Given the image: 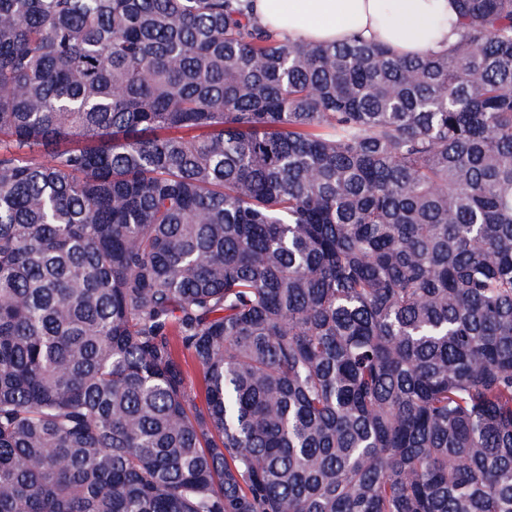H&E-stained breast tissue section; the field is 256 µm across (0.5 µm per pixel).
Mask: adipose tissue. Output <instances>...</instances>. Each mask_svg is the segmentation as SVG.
<instances>
[{
  "mask_svg": "<svg viewBox=\"0 0 512 512\" xmlns=\"http://www.w3.org/2000/svg\"><path fill=\"white\" fill-rule=\"evenodd\" d=\"M258 22L310 42L358 36L403 56L441 52L457 38L452 0H253Z\"/></svg>",
  "mask_w": 512,
  "mask_h": 512,
  "instance_id": "1",
  "label": "adipose tissue"
}]
</instances>
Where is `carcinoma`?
<instances>
[{
    "label": "carcinoma",
    "instance_id": "obj_1",
    "mask_svg": "<svg viewBox=\"0 0 512 512\" xmlns=\"http://www.w3.org/2000/svg\"><path fill=\"white\" fill-rule=\"evenodd\" d=\"M248 3L0 0V512H512V0ZM253 12L262 26L291 39L360 36L409 57L447 50L457 38L452 0H254Z\"/></svg>",
    "mask_w": 512,
    "mask_h": 512
}]
</instances>
